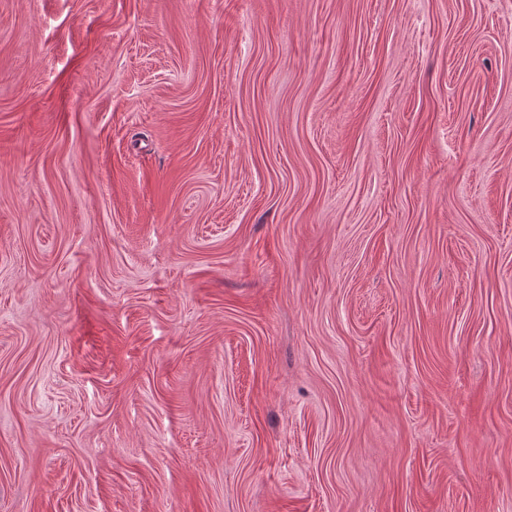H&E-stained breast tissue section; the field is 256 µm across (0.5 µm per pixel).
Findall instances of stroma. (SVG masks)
Returning <instances> with one entry per match:
<instances>
[{
	"label": "stroma",
	"instance_id": "obj_1",
	"mask_svg": "<svg viewBox=\"0 0 512 512\" xmlns=\"http://www.w3.org/2000/svg\"><path fill=\"white\" fill-rule=\"evenodd\" d=\"M0 512H512V0H0Z\"/></svg>",
	"mask_w": 512,
	"mask_h": 512
}]
</instances>
